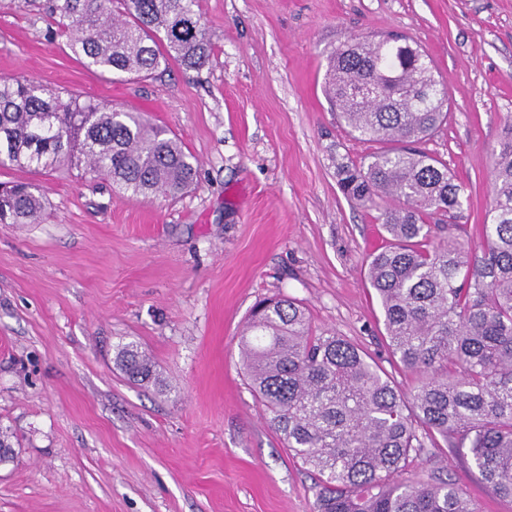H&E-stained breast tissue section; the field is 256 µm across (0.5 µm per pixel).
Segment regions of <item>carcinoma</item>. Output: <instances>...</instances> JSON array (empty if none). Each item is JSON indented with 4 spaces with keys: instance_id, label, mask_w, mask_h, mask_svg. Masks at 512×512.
<instances>
[{
    "instance_id": "cac0c4a2",
    "label": "carcinoma",
    "mask_w": 512,
    "mask_h": 512,
    "mask_svg": "<svg viewBox=\"0 0 512 512\" xmlns=\"http://www.w3.org/2000/svg\"><path fill=\"white\" fill-rule=\"evenodd\" d=\"M195 0H46L72 55L103 73L148 75L173 59L206 61L211 42ZM326 92L362 141L392 143L341 162L342 193L380 208L389 245L367 276L392 354L423 380L407 395L345 337L314 333L287 296L259 301L240 336L248 384L270 424L322 485L315 512H477L450 480L398 481L425 441L465 448L486 486L512 499V118L491 170L481 252L455 236L433 242L434 215L453 223L464 187L448 166L410 147L448 119V92L429 55L406 36L333 49ZM74 166L133 197H174L197 165L178 138L138 112L51 93L0 76V167ZM392 199L395 204L379 207ZM33 183L0 184V224H36ZM124 376L158 384L134 342L115 356Z\"/></svg>"
}]
</instances>
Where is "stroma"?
<instances>
[{"label": "stroma", "instance_id": "1", "mask_svg": "<svg viewBox=\"0 0 512 512\" xmlns=\"http://www.w3.org/2000/svg\"><path fill=\"white\" fill-rule=\"evenodd\" d=\"M45 0H0V75L141 112L195 159L175 199H136L79 169L0 168L38 184L37 224H0V512H313L319 476L285 448L244 377L256 300L283 295L315 332L364 351L403 391L365 271L387 233L339 190L355 140L324 94L329 53L386 31L417 42L450 96L423 143L465 187L452 233L478 241L493 152L512 115V0H196L210 56L101 74L52 35ZM137 342L158 385L114 363ZM402 480L449 479L478 512H512L466 451L426 444Z\"/></svg>", "mask_w": 512, "mask_h": 512}]
</instances>
